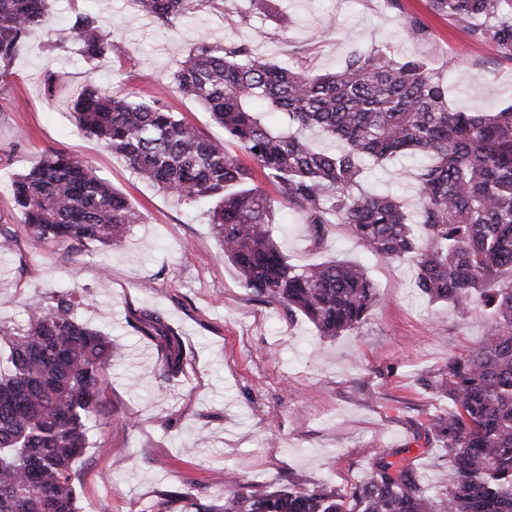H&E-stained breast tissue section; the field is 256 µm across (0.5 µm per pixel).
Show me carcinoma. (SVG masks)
<instances>
[{"mask_svg": "<svg viewBox=\"0 0 512 512\" xmlns=\"http://www.w3.org/2000/svg\"><path fill=\"white\" fill-rule=\"evenodd\" d=\"M163 25L211 0H135ZM471 39L512 60V0H429ZM52 0H0V68L22 39L44 29ZM72 38L85 58L117 51L112 32L78 13ZM172 92L208 111L254 167L206 136L157 96L118 97L88 87L71 103L77 129L123 158L177 203H210L213 236L261 301L298 311L322 336L358 328L378 305L363 265H297L275 243L271 197L258 169L303 216L312 247L333 225L370 255L415 258V287L430 302L489 309L494 326L420 384L448 399L431 431L448 449L454 480L429 494L411 463L378 457L369 477L334 488L246 490L224 475V503L196 512H512V105L495 112L448 107V86L418 58L352 52L316 75L252 57L246 46L196 44ZM331 146L313 145L308 133ZM418 160L415 214L396 193L367 185V162ZM14 202L35 241L119 242L140 214L81 159L41 157L14 183ZM62 294L29 304L23 326L0 324V512H78L75 463L100 413L112 340L78 322ZM163 353L158 376L184 369L183 341L159 316H139Z\"/></svg>", "mask_w": 512, "mask_h": 512, "instance_id": "obj_1", "label": "carcinoma"}]
</instances>
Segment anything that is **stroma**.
I'll return each instance as SVG.
<instances>
[{"label": "stroma", "mask_w": 512, "mask_h": 512, "mask_svg": "<svg viewBox=\"0 0 512 512\" xmlns=\"http://www.w3.org/2000/svg\"><path fill=\"white\" fill-rule=\"evenodd\" d=\"M53 11L62 22L89 14L111 29L120 53L91 64L73 39L54 42L37 30L0 75V233L13 239L0 251V321L23 322L29 303L71 291L78 320L113 340L105 413L75 464L79 512L216 506L228 470L253 489L343 491L387 453L411 461L432 488L451 483L446 451L429 432L449 404L417 377L485 335L492 326L485 307L462 313L428 302L414 286V258L369 256L336 227H328L323 249H313L300 214L279 198L274 239L292 262L362 263L381 299L357 330L321 336L302 314L243 288L206 219L81 135L69 109L92 83L119 96L156 94L201 41L237 42L252 56L316 74L334 72L355 50L413 56L449 84L450 108L481 112L512 104V60L471 40L428 0H278L269 12L252 0H216L169 27L135 0H54ZM235 12L246 22L229 25ZM413 20L423 32L408 42L401 30ZM50 72L63 76L51 94L44 85ZM165 100L240 153L199 103L172 93ZM52 152L84 160L140 213L123 243L32 240L13 203L14 181ZM144 311L159 313L184 342V372L174 382L159 379L162 352L136 328Z\"/></svg>", "instance_id": "1"}]
</instances>
